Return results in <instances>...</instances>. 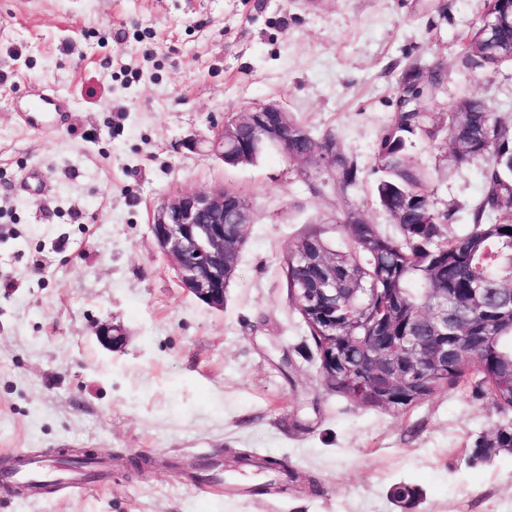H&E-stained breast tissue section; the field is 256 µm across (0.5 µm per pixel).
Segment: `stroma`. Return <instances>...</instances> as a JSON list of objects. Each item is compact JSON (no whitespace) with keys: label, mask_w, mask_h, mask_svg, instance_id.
<instances>
[{"label":"stroma","mask_w":512,"mask_h":512,"mask_svg":"<svg viewBox=\"0 0 512 512\" xmlns=\"http://www.w3.org/2000/svg\"><path fill=\"white\" fill-rule=\"evenodd\" d=\"M485 0H0V461H59L92 450L98 475L68 467L80 491L0 489V512H512V448L473 459L478 438L512 424L489 390L461 382L401 411L326 390L284 281L294 244L317 232L348 245L355 212L396 230L376 204V151L411 63L440 66L418 111L447 125L461 97L512 126V63L468 67L460 40ZM65 96L60 129L21 125L29 88ZM277 102L306 128L333 130L359 171L336 194L312 164L278 151L237 168L182 145ZM436 211L451 233L484 193V166H458L446 139L415 138ZM41 184L23 181L26 169ZM235 185L254 222L223 309L198 301L164 265L151 212L182 191ZM125 347L105 348L103 322ZM288 458L286 492L238 471L246 492L201 486L191 462L229 449ZM148 463L132 469L131 459Z\"/></svg>","instance_id":"obj_1"}]
</instances>
